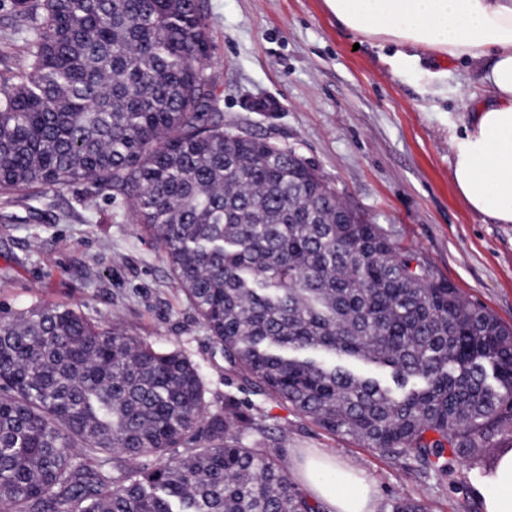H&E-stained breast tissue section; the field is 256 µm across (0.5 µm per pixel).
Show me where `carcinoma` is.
I'll list each match as a JSON object with an SVG mask.
<instances>
[{
  "mask_svg": "<svg viewBox=\"0 0 512 512\" xmlns=\"http://www.w3.org/2000/svg\"><path fill=\"white\" fill-rule=\"evenodd\" d=\"M0 200L130 199L224 361L332 434L442 477L512 426V328L294 146L224 124L200 0H10ZM196 364L77 308L0 307V512H321ZM383 512H425L396 496ZM4 4L0 6V42L12 39L16 43L13 53L7 57H0V71L4 68H16L23 63L21 51V36L16 34L17 23L10 6V0H0Z\"/></svg>",
  "mask_w": 512,
  "mask_h": 512,
  "instance_id": "obj_1",
  "label": "carcinoma"
}]
</instances>
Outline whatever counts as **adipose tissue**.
I'll return each mask as SVG.
<instances>
[{"label": "adipose tissue", "instance_id": "1", "mask_svg": "<svg viewBox=\"0 0 512 512\" xmlns=\"http://www.w3.org/2000/svg\"><path fill=\"white\" fill-rule=\"evenodd\" d=\"M351 32L395 45L392 73L415 70L426 56L481 65L482 93L462 134H451L454 185L483 221L512 224V0H324ZM300 483L325 512H374L377 491L338 467L335 458L307 460ZM477 494L485 512H512V450Z\"/></svg>", "mask_w": 512, "mask_h": 512}]
</instances>
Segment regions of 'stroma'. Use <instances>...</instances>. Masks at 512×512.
<instances>
[{"label":"stroma","mask_w":512,"mask_h":512,"mask_svg":"<svg viewBox=\"0 0 512 512\" xmlns=\"http://www.w3.org/2000/svg\"><path fill=\"white\" fill-rule=\"evenodd\" d=\"M210 25L207 70L228 124L291 145L333 182L396 245L422 253L439 277L512 325V224H488L452 180L451 133L469 123L480 70L425 58L449 72L448 92L428 100L419 72L391 73L370 39L339 26L323 0H201ZM253 98L275 99L276 112H251ZM87 190H34L0 205V305L77 307L91 321L119 319L155 347L175 348L198 367L210 408L225 396L251 404L287 468L326 452L378 491V504L403 496L426 512H482L476 486L485 461L512 448V429L485 447L454 451L455 473L440 479L409 458H389L333 434L291 406L258 391L224 361L161 249L141 225L127 223L129 201L100 199L82 209ZM96 265L100 275L88 279Z\"/></svg>","instance_id":"stroma-1"}]
</instances>
